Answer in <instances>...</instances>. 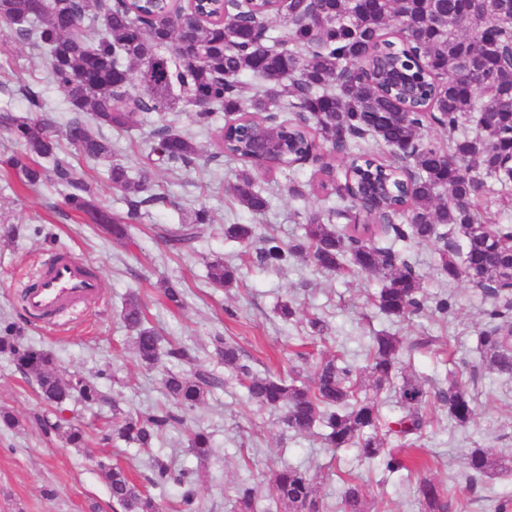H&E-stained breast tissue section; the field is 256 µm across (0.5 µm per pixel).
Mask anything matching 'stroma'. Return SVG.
<instances>
[{
	"label": "stroma",
	"mask_w": 512,
	"mask_h": 512,
	"mask_svg": "<svg viewBox=\"0 0 512 512\" xmlns=\"http://www.w3.org/2000/svg\"><path fill=\"white\" fill-rule=\"evenodd\" d=\"M25 84L40 93L46 116L65 125L70 108L49 77L46 55L15 43L11 31L0 27V109L25 115L28 104L21 90ZM228 119L220 111L214 113L210 126L201 127L193 123L188 110L162 116L153 113L128 128L102 127L101 133L112 143L114 160L134 167L144 159L155 127L167 125L190 134L207 153L215 128ZM19 149L11 135L0 130V221L17 227L14 238H0V328L9 323L23 327V343L50 350L67 371L96 377L108 399L92 407L77 401L69 404L67 419L84 426L88 434L85 447H72L56 433L44 431L40 418L45 408L35 379L22 375L7 357L0 356V409L13 412L19 420L15 428L0 427V512H118L101 476L105 464L125 469L157 499L162 512H182V487L153 483L150 458L154 455L174 470L193 471L196 512H237V488L242 482L257 489L259 512H278L280 504L269 478L272 469L283 464L317 474L320 494L331 508L339 506L343 484L351 479L362 485L373 512H422L417 494L422 475L454 486L450 512H497L499 503H512V473L472 483L465 469L469 449L496 453L512 448V374L488 372L472 387L475 415L465 427L449 420L447 407L437 398L447 387V376L468 379L467 364L479 362L478 336L488 327L484 312L491 304L484 290L465 276L451 279L439 270L438 253L446 245L454 248L457 264L465 262V248L456 233H449L444 242L415 243L408 248L426 303L419 316L398 321L385 317L372 304L380 287L378 277L336 276L298 258L268 269L258 262L256 247L225 240L228 224L258 225L261 235L284 245L299 239L305 217L332 204L331 198L315 190L313 167H300L290 175L256 172V181L266 188L269 200L260 215L238 205L230 194L242 167L236 159L226 157L191 170L155 169L154 181L171 192L169 203L143 213L131 231V241L117 242L83 216L71 213L52 183L22 189L16 174L3 164ZM74 162L93 183L100 204L112 215L125 216L128 204L108 182L105 163L79 156ZM292 179L305 184L303 196L289 194ZM202 207L212 222L194 250H172L157 237V225L177 227L182 214ZM54 253L88 262L99 276L100 290L94 302L49 324L34 318L19 298L21 283ZM216 256L234 267L233 287L218 288L209 282L206 264ZM164 279L183 288L182 307L166 303L160 288ZM445 296L451 297L453 306L442 315L435 303ZM132 297L164 339L182 343L196 366L218 374L224 368L214 356L216 335L233 340L258 372H288L295 339L306 334V320L312 316L324 320L327 331L325 340L309 346L311 361L300 367L304 381L310 378L314 362L329 354L363 364L370 336L381 332L427 335L445 342V350L417 353L407 362L432 394L421 438L405 447L395 437L387 439L388 447H403L420 463L419 475L388 474L353 448L329 451L318 428L304 436L293 434L283 427L280 412L256 407L245 388L231 378L213 389L185 424L167 430L153 451L113 447L104 435L114 412L148 414L167 402L163 379L170 362L142 365L132 348V331L122 319L123 307ZM285 300L297 310L296 318L288 322L277 313ZM192 430L211 438L207 462H199L187 448Z\"/></svg>",
	"instance_id": "obj_1"
}]
</instances>
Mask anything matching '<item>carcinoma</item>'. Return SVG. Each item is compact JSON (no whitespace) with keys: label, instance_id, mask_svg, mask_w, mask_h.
<instances>
[{"label":"carcinoma","instance_id":"cac0c4a2","mask_svg":"<svg viewBox=\"0 0 512 512\" xmlns=\"http://www.w3.org/2000/svg\"><path fill=\"white\" fill-rule=\"evenodd\" d=\"M218 0H197L176 6L172 0H0V26L19 43L46 49L53 82L73 113L60 128L40 115L44 104L32 87L24 88L26 117L0 111V127L22 146L5 165L23 185L37 187L46 179L40 160L52 162L54 182L67 193L64 204L88 215L116 241L129 238V225L99 209L85 177L61 153L67 141L87 159L108 163V179L128 203L127 219L144 208L165 203L154 188L152 169L169 166L193 169L203 154L188 134L164 125L154 133V145L137 175L112 160V143L89 125L126 128L142 114L194 110L193 121L207 125L213 113L239 115L229 133L216 129L214 151L245 164L232 187L240 206L254 214L267 208V197L253 177L249 142L263 125L287 147L293 163L321 153V188L331 187L336 208L312 212L304 233L291 245L263 239L258 261L279 267L288 258L308 259L316 268L344 274H377L382 285L374 304L391 319L406 320L424 307V294L413 266L392 247L377 244L387 233L393 240L421 243L441 238L451 225L465 241V273L493 298L487 312L491 329L480 334L486 366L512 373V348L507 333L512 319L508 304L498 305L495 284L512 279V225L497 224L488 201L512 195V171L504 158L512 153V0H288L281 8L272 0H249L239 17L221 18ZM136 79L138 93L126 96ZM248 106H243V101ZM274 112H290L288 123H271ZM434 121L448 134V149L421 142L426 123ZM388 148L385 160L371 145ZM348 158L342 177L325 147ZM410 161V183L398 163ZM211 223L200 208L161 237L178 248H193L203 226ZM224 237L250 244L253 224H226ZM439 270L458 276L454 251L439 252ZM207 278L224 288L235 271L217 257L207 264ZM123 320L134 332L132 344L142 364L152 367L165 355L190 364V352L179 343L161 348V337L146 325L140 303L131 297ZM429 336L410 339L390 333L371 337L366 365H354L335 355L321 359L307 385L297 377L260 374L241 351L223 337H213L215 355L224 370L242 384L258 406L282 412V424L296 434L323 425V439L332 450L356 448L360 456L378 461L389 473H412L407 459L385 447L386 436H420L427 424L423 409L429 401L425 385L402 373L404 356L429 350ZM0 355L25 375L37 378L41 401L55 410L53 431L61 429L65 405L78 397L86 405L101 401L99 386L87 377L71 379L54 355L21 343V327L9 324L0 336ZM221 380L204 370L170 371L164 379L171 405L152 414L128 412L113 423L112 439L150 448L170 427L184 424ZM394 390L406 414L382 419L377 401ZM448 416L460 426L474 415L467 385L452 377L439 393ZM85 430L70 425L62 433L74 448L85 445ZM188 449L198 458L211 452L210 436L194 431ZM512 449L493 454L472 448L466 456L470 479L506 469ZM156 480L188 484V473L176 474L161 459L152 463ZM107 484L121 512H160V505L118 466H103ZM278 501L289 512H322L325 504L317 476L285 464L272 478ZM424 512H448L449 490L426 478L418 481ZM239 512H256L253 489L237 498ZM341 512H367L365 493L349 479L341 495Z\"/></svg>","mask_w":512,"mask_h":512}]
</instances>
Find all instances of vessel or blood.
<instances>
[{
  "mask_svg": "<svg viewBox=\"0 0 512 512\" xmlns=\"http://www.w3.org/2000/svg\"><path fill=\"white\" fill-rule=\"evenodd\" d=\"M98 288V279L82 262L70 254L59 253L25 283V302L33 315L47 321L66 309L93 301Z\"/></svg>",
  "mask_w": 512,
  "mask_h": 512,
  "instance_id": "1",
  "label": "vessel or blood"
}]
</instances>
